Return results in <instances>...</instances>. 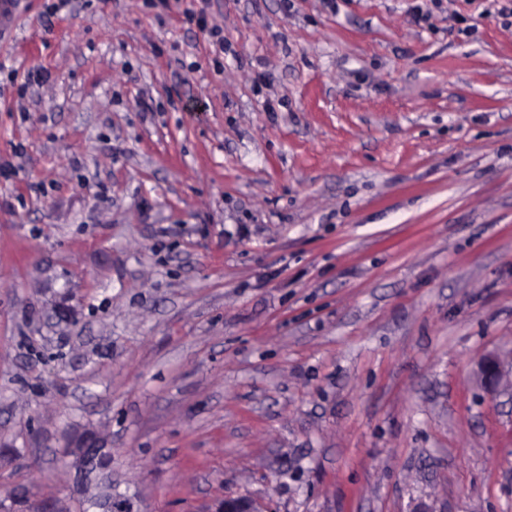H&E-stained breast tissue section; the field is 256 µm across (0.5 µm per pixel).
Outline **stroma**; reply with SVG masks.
I'll return each mask as SVG.
<instances>
[{"mask_svg":"<svg viewBox=\"0 0 512 512\" xmlns=\"http://www.w3.org/2000/svg\"><path fill=\"white\" fill-rule=\"evenodd\" d=\"M53 2L0 40V512H81L89 441L136 512H512V0ZM477 376L485 389L494 391L502 378V369L498 358L493 355L482 358L478 365Z\"/></svg>","mask_w":512,"mask_h":512,"instance_id":"35a3bbf8","label":"stroma"}]
</instances>
